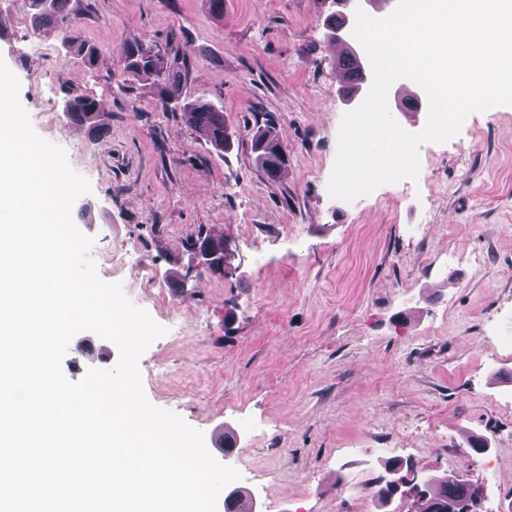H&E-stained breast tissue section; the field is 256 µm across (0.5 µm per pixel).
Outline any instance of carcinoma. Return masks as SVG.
I'll use <instances>...</instances> for the list:
<instances>
[{"label": "carcinoma", "mask_w": 512, "mask_h": 512, "mask_svg": "<svg viewBox=\"0 0 512 512\" xmlns=\"http://www.w3.org/2000/svg\"><path fill=\"white\" fill-rule=\"evenodd\" d=\"M21 7L30 16L36 30L46 29L64 45L72 46V30L77 15L70 8L72 0H18ZM355 53L349 51L337 62L343 77L360 85L363 80L362 69L354 67ZM193 63L183 54L165 61L160 51L135 48L127 51L125 70L143 77L157 88L158 106L164 111L182 112L185 121L204 136L214 147L224 149L229 135L224 127V111L209 101L199 98L190 100L180 93H171L170 89L180 88L188 82ZM64 112L77 117L91 126L97 124L101 112L98 101L90 97H77L67 101ZM254 148L258 152V161L266 173L274 177L284 165L281 144L271 128L258 131L254 136ZM401 467L386 469V475L378 479L375 497L384 504L391 503L395 497L410 495L421 502L419 512H465L472 500V482L451 475L447 477L425 476L408 487L404 477L395 476Z\"/></svg>", "instance_id": "cac0c4a2"}]
</instances>
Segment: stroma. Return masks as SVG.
<instances>
[{
  "label": "stroma",
  "mask_w": 512,
  "mask_h": 512,
  "mask_svg": "<svg viewBox=\"0 0 512 512\" xmlns=\"http://www.w3.org/2000/svg\"><path fill=\"white\" fill-rule=\"evenodd\" d=\"M73 4V42L99 49L96 66L12 0L0 60L35 132L91 184L72 219L98 275L166 329L139 359L148 400L201 431L260 512H380L392 460L481 483L484 505L512 512V385L497 384L512 376V105L423 143L417 180L345 202L327 184L358 97L336 69L326 0H224L220 15L209 0ZM134 45L195 58L186 94L223 103L229 149L157 108L124 69ZM76 95L103 103L101 133L66 116ZM387 102L424 130L417 83L395 81ZM268 125L286 155L273 179L253 150ZM201 231L223 240V273L196 270ZM118 360L84 331L63 370L75 381Z\"/></svg>",
  "instance_id": "obj_1"
}]
</instances>
